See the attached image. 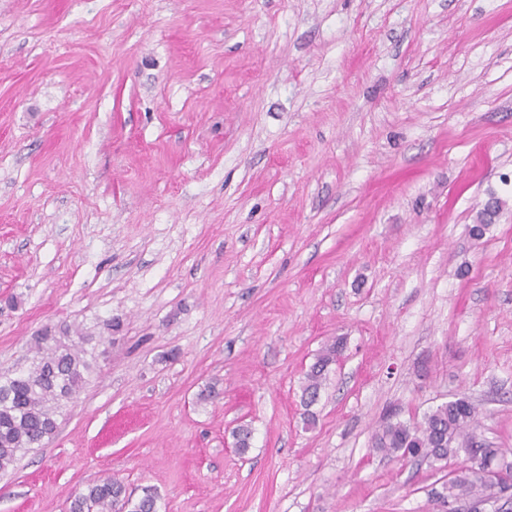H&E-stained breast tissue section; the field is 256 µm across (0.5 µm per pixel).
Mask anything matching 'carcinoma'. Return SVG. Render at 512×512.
Returning <instances> with one entry per match:
<instances>
[{"mask_svg":"<svg viewBox=\"0 0 512 512\" xmlns=\"http://www.w3.org/2000/svg\"><path fill=\"white\" fill-rule=\"evenodd\" d=\"M103 336L65 326L36 338V354L30 368L0 377V471L18 457L50 440L58 428L57 417L86 382L93 363L87 345ZM340 344L327 345L306 374L302 401H317L329 367L336 363ZM476 410L465 396L442 403L417 421L383 422L372 437L373 451L389 459H412L442 471L448 458L463 457V465L444 475L440 487L431 488V498L484 503L497 498L496 485L484 471L511 472L506 451L477 440ZM241 453L251 445L247 425L234 432ZM69 512H158V495L151 488L135 498L118 478H105L74 497Z\"/></svg>","mask_w":512,"mask_h":512,"instance_id":"cac0c4a2","label":"carcinoma"}]
</instances>
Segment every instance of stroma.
Here are the masks:
<instances>
[{"label": "stroma", "mask_w": 512, "mask_h": 512, "mask_svg": "<svg viewBox=\"0 0 512 512\" xmlns=\"http://www.w3.org/2000/svg\"><path fill=\"white\" fill-rule=\"evenodd\" d=\"M110 319L0 512H435L371 439L512 449V0H0V376ZM339 349L340 342L327 345L317 357L316 361L311 365L302 387L301 398L305 406H310L319 398L320 390L326 379L328 369L332 364L336 363ZM158 495L144 488L133 498L118 478H105L89 485L74 497L69 512H158Z\"/></svg>", "instance_id": "obj_1"}]
</instances>
